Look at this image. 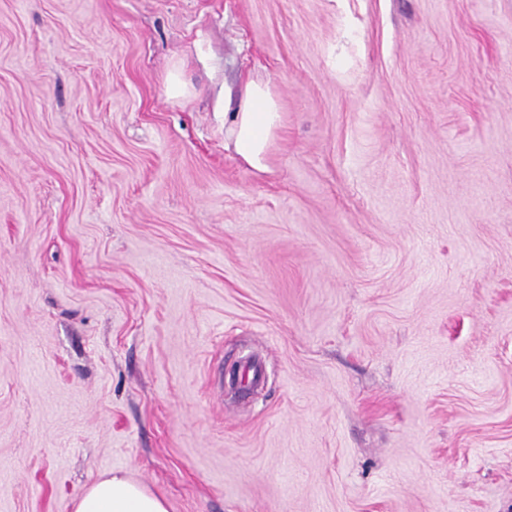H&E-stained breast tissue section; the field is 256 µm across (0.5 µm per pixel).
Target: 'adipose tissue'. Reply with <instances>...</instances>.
<instances>
[{
    "mask_svg": "<svg viewBox=\"0 0 512 512\" xmlns=\"http://www.w3.org/2000/svg\"><path fill=\"white\" fill-rule=\"evenodd\" d=\"M279 103L268 84L248 82L236 111L225 113V148L251 168L265 170L266 156L281 124ZM74 512H167L165 501L121 473L90 485L73 503Z\"/></svg>",
    "mask_w": 512,
    "mask_h": 512,
    "instance_id": "obj_1",
    "label": "adipose tissue"
}]
</instances>
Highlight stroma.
Masks as SVG:
<instances>
[{
  "mask_svg": "<svg viewBox=\"0 0 512 512\" xmlns=\"http://www.w3.org/2000/svg\"><path fill=\"white\" fill-rule=\"evenodd\" d=\"M115 472L512 512V0H0V512ZM282 113L268 84L249 81L241 91L236 112L224 115V147L251 168L266 170V156L281 124Z\"/></svg>",
  "mask_w": 512,
  "mask_h": 512,
  "instance_id": "35a3bbf8",
  "label": "stroma"
}]
</instances>
